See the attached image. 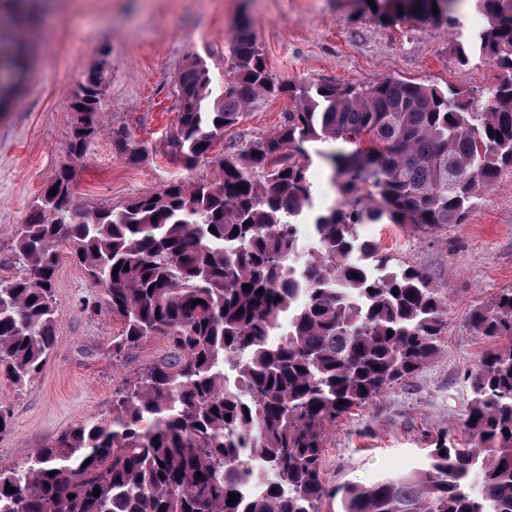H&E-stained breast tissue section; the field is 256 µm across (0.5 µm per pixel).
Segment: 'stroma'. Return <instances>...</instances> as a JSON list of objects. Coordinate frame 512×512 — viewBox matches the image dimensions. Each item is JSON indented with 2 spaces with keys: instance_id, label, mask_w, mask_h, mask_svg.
<instances>
[{
  "instance_id": "1",
  "label": "stroma",
  "mask_w": 512,
  "mask_h": 512,
  "mask_svg": "<svg viewBox=\"0 0 512 512\" xmlns=\"http://www.w3.org/2000/svg\"><path fill=\"white\" fill-rule=\"evenodd\" d=\"M40 24L27 33L35 49L22 87L0 109V275L16 231L42 188L67 163L74 166V202L118 207L180 179L213 178L223 156L272 135L293 108L290 99L263 101L224 133L206 158L185 168L171 147L178 107L175 81L190 57H201L217 86L233 80L229 40L248 19L268 68L293 83L365 88L396 78L441 89L485 90L482 56L459 63L469 42L459 27L410 20L387 22L341 0H37ZM103 77V128L84 159L70 162L74 123L69 103L84 75ZM144 152L128 163L117 133ZM362 235L425 269L447 296L441 353L416 376L339 417L326 437L329 485L369 483L398 470H420L440 434L467 440L466 375L488 344L467 324L470 311L512 288V169H503L466 221L428 232L410 224H371ZM54 298L59 339L42 371L24 385L0 373V404L10 422L0 432V466L21 465L77 423L107 414L112 393L163 357L149 341L123 365L112 363L118 331L101 305L102 290L69 254H61ZM98 302L97 313L87 305Z\"/></svg>"
}]
</instances>
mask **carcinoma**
I'll return each mask as SVG.
<instances>
[{"instance_id": "1", "label": "carcinoma", "mask_w": 512, "mask_h": 512, "mask_svg": "<svg viewBox=\"0 0 512 512\" xmlns=\"http://www.w3.org/2000/svg\"><path fill=\"white\" fill-rule=\"evenodd\" d=\"M11 2L0 34L31 23L30 0ZM374 2L380 15L459 24L461 0ZM472 2L487 25L457 58L476 51L507 71L480 102L391 78L360 89L278 80L244 22L224 92L213 96L195 56L180 71L171 145L190 169L259 102L286 95L294 110L274 135L224 156L215 178L173 181L156 200L62 211L58 198L73 196L67 165L43 188L17 231L18 274L0 276V369L21 385L52 353L62 250L121 324L112 359L152 339L166 354L113 393L107 416L76 424L23 466H1L0 512H322L337 496L338 512H512V288L467 317L490 339L467 374L470 441L444 433L424 470L368 485L331 488L323 477L329 427L420 372L448 326L428 272L361 238V226L462 224L512 167V0ZM30 62L22 40L0 46V72L26 75ZM102 83L91 70L72 94L75 162L100 130ZM117 142L139 160V142ZM336 142L352 150L309 151ZM313 153L339 194L318 210ZM301 219L311 237L302 253Z\"/></svg>"}]
</instances>
